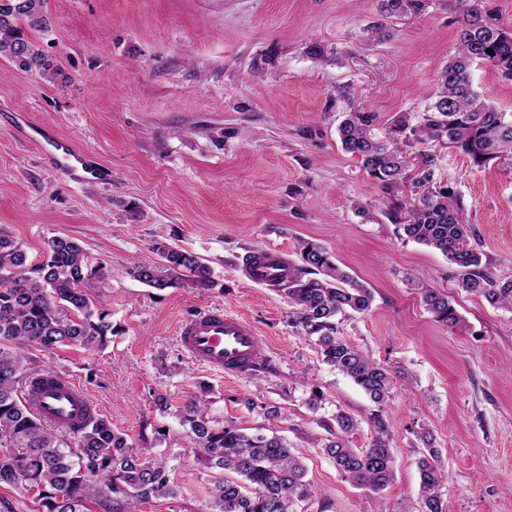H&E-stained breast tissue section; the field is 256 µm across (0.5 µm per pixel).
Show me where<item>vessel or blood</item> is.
Segmentation results:
<instances>
[{"label":"vessel or blood","instance_id":"obj_1","mask_svg":"<svg viewBox=\"0 0 512 512\" xmlns=\"http://www.w3.org/2000/svg\"><path fill=\"white\" fill-rule=\"evenodd\" d=\"M245 275L258 285L287 279L288 258L278 249L256 250ZM178 340L194 364L227 378L252 374L267 359L254 327L220 306L204 309L182 322ZM35 406L50 424L68 430L96 410L74 380L51 371L44 376Z\"/></svg>","mask_w":512,"mask_h":512}]
</instances>
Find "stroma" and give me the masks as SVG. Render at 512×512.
<instances>
[{
  "label": "stroma",
  "mask_w": 512,
  "mask_h": 512,
  "mask_svg": "<svg viewBox=\"0 0 512 512\" xmlns=\"http://www.w3.org/2000/svg\"><path fill=\"white\" fill-rule=\"evenodd\" d=\"M419 2L388 13L381 0H47L51 29L30 37L57 76L0 58V227L33 264L48 239H76L105 269L99 309L112 324L101 348L34 349L28 360L76 380L100 417L166 458L176 495L138 512H206L213 473L185 454L175 414L203 386L214 421L276 433L302 457L313 496L298 512H412L424 428L448 471L446 512H512V312L465 291L447 257L390 223L389 196L338 134L362 109L385 141L428 105L460 24L453 0ZM472 81L512 112V82L492 66H474ZM29 120L89 153L107 180L74 181L26 138ZM436 175L458 191L495 275L512 277V168L480 171L443 148ZM304 240L372 290L371 310L339 331L397 375L385 406L323 362L284 295L243 274L258 248L300 264ZM159 243L196 254L215 286L139 282L133 264L158 261ZM416 279L448 296L459 327L435 321ZM218 304L255 326L265 370L227 379L185 356L179 324ZM159 394L170 411L155 409ZM340 410L359 422L355 448L371 442L372 413L386 418L395 474L384 489L353 486L325 455Z\"/></svg>",
  "instance_id": "1"
}]
</instances>
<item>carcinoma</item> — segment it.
<instances>
[{
	"label": "carcinoma",
	"mask_w": 512,
	"mask_h": 512,
	"mask_svg": "<svg viewBox=\"0 0 512 512\" xmlns=\"http://www.w3.org/2000/svg\"><path fill=\"white\" fill-rule=\"evenodd\" d=\"M460 17L455 56L439 76L433 102L412 125L403 120L397 130L402 141L375 140L370 132L373 112H350L339 127L343 149L357 157L382 189L393 194L411 180L417 203L392 202L384 215L402 226L413 241L430 246L459 269L462 288L488 303L512 311V279L499 278L473 245L461 198L451 183L435 178L438 146L466 155L472 166L512 165V112H504L473 89L471 68L482 62L512 82V39L501 37L495 10L486 0H454ZM51 20L46 0H0V57L19 70L50 80L57 72L29 32L45 33ZM493 49L494 54L487 53ZM422 145L423 169L410 179L406 148ZM161 261L138 263L132 274L156 289L188 286L210 288L212 270L194 253L160 246ZM302 264L289 265L288 282L280 291L296 308L293 325L318 346L324 362L349 377L376 404H386L394 391L391 372L339 336L338 316L370 311L369 287L350 277L322 245L303 240ZM103 267L92 268L83 247L72 238L47 241L45 258L28 263L22 244L0 227V484L21 485L39 492L45 512H84V503L120 496L116 507L135 512L151 497L172 496L175 489L167 461L150 448L130 442L112 424L95 418L64 432L43 422L23 397L44 369L27 365L31 349L51 351L60 346L95 348L112 326L106 314L94 313ZM421 299L435 320L449 328L461 317L448 298L425 285ZM187 430V454L203 467L220 473L210 491L209 512H296L295 505L311 496L306 468L286 441L276 435H248L233 425L218 426L201 397L176 411ZM340 435L324 452L352 484L379 491L394 478L388 443L389 425L382 413L371 417L374 431L366 448H353L345 436L357 420L336 413ZM424 452L417 465L420 476L418 512H444L442 488L448 474L431 432L418 433Z\"/></svg>",
	"instance_id": "1"
}]
</instances>
